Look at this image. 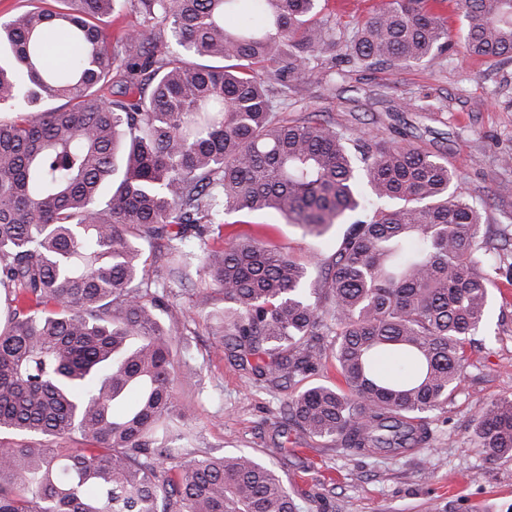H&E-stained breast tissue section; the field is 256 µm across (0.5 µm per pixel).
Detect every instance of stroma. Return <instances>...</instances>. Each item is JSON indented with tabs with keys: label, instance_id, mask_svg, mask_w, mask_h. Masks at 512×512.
<instances>
[{
	"label": "stroma",
	"instance_id": "stroma-1",
	"mask_svg": "<svg viewBox=\"0 0 512 512\" xmlns=\"http://www.w3.org/2000/svg\"><path fill=\"white\" fill-rule=\"evenodd\" d=\"M287 112H318L369 138L446 157L462 191L483 205L482 231L512 229V60L488 64L454 51L434 67L344 62L335 80L316 70L293 82ZM224 222L225 236L271 243L304 263L330 257L346 230L337 224L307 235L272 211H232ZM490 293L457 387L430 416L429 441L396 456H360L295 433L279 448V409L295 387L249 381L215 336L211 314L196 315L174 342L177 352L193 354L187 382L176 387L183 427L195 436L184 458L254 455L281 477L301 512H512V456H489L473 436L483 408L512 398V279L498 276ZM289 449L298 459L287 467Z\"/></svg>",
	"mask_w": 512,
	"mask_h": 512
}]
</instances>
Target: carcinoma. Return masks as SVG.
Listing matches in <instances>:
<instances>
[{
  "label": "carcinoma",
  "mask_w": 512,
  "mask_h": 512,
  "mask_svg": "<svg viewBox=\"0 0 512 512\" xmlns=\"http://www.w3.org/2000/svg\"><path fill=\"white\" fill-rule=\"evenodd\" d=\"M319 2L136 0L144 28L113 43L122 0H30L0 21L15 113L0 119V512H299L250 454L181 458L172 336L190 316L170 314L168 288L193 269L224 295L217 332L249 380L297 384L329 361L342 377L293 395L281 435L359 454L428 441L512 238L480 235L446 158L283 115L289 83L339 43L354 65L400 67L453 41L444 0H386L350 29ZM460 4L467 54L512 59V0ZM47 28L75 49L64 68L44 63ZM245 209L317 236L359 218L313 283L274 245L224 241V213ZM474 435L512 455V398Z\"/></svg>",
  "instance_id": "obj_1"
}]
</instances>
